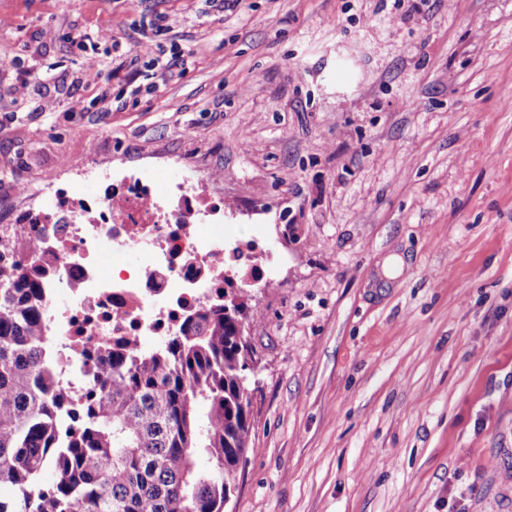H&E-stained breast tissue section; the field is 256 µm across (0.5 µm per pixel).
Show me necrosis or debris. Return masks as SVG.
<instances>
[{
    "instance_id": "obj_1",
    "label": "necrosis or debris",
    "mask_w": 512,
    "mask_h": 512,
    "mask_svg": "<svg viewBox=\"0 0 512 512\" xmlns=\"http://www.w3.org/2000/svg\"><path fill=\"white\" fill-rule=\"evenodd\" d=\"M28 225L54 269L45 302L61 353L58 385L72 397L84 388L82 352L174 335L187 317L223 305L228 285L253 286L277 269L259 264L258 236L225 245L222 203L184 180L158 188L151 174L88 199L46 192ZM130 250L145 252L148 264L104 269L103 258Z\"/></svg>"
}]
</instances>
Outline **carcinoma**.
<instances>
[{
    "label": "carcinoma",
    "instance_id": "cac0c4a2",
    "mask_svg": "<svg viewBox=\"0 0 512 512\" xmlns=\"http://www.w3.org/2000/svg\"><path fill=\"white\" fill-rule=\"evenodd\" d=\"M17 252L29 253L25 272ZM45 275L35 252L0 231V487H10L0 512H224L251 443L237 295L148 352L87 359L70 411L56 386Z\"/></svg>",
    "mask_w": 512,
    "mask_h": 512
}]
</instances>
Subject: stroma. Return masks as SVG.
Masks as SVG:
<instances>
[{"instance_id":"stroma-1","label":"stroma","mask_w":512,"mask_h":512,"mask_svg":"<svg viewBox=\"0 0 512 512\" xmlns=\"http://www.w3.org/2000/svg\"><path fill=\"white\" fill-rule=\"evenodd\" d=\"M0 224L195 167L241 300L228 512H512V0H0Z\"/></svg>"}]
</instances>
